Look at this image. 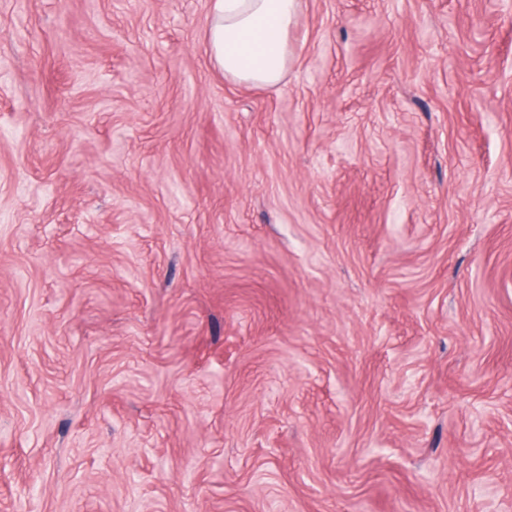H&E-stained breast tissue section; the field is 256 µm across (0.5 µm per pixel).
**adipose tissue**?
Returning a JSON list of instances; mask_svg holds the SVG:
<instances>
[{
	"label": "adipose tissue",
	"instance_id": "obj_1",
	"mask_svg": "<svg viewBox=\"0 0 512 512\" xmlns=\"http://www.w3.org/2000/svg\"><path fill=\"white\" fill-rule=\"evenodd\" d=\"M297 0H214L208 50L225 77L278 85L288 67Z\"/></svg>",
	"mask_w": 512,
	"mask_h": 512
}]
</instances>
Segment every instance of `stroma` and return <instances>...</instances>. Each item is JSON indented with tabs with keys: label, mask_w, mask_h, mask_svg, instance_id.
Wrapping results in <instances>:
<instances>
[{
	"label": "stroma",
	"mask_w": 512,
	"mask_h": 512,
	"mask_svg": "<svg viewBox=\"0 0 512 512\" xmlns=\"http://www.w3.org/2000/svg\"><path fill=\"white\" fill-rule=\"evenodd\" d=\"M0 0V512H512V13ZM297 0H214L207 30L211 59L234 81L276 86L288 68V32Z\"/></svg>",
	"instance_id": "obj_1"
}]
</instances>
